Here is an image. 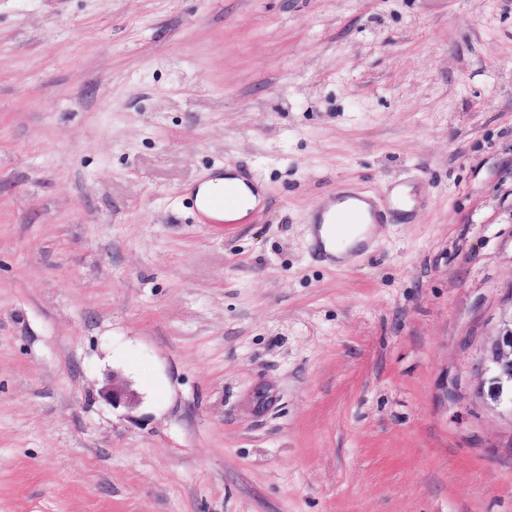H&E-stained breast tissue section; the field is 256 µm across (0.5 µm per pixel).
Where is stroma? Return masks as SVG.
<instances>
[{
  "instance_id": "35a3bbf8",
  "label": "stroma",
  "mask_w": 512,
  "mask_h": 512,
  "mask_svg": "<svg viewBox=\"0 0 512 512\" xmlns=\"http://www.w3.org/2000/svg\"><path fill=\"white\" fill-rule=\"evenodd\" d=\"M511 308L512 0H0V512H512ZM189 198L192 201L195 213L197 216L198 223L200 224H222L226 217L228 219H240L245 215L239 214L235 216L234 212L225 213V216L221 213L218 214V219L215 214L218 212H226L238 209L241 203V193L237 185L233 184L228 187L225 184V188L215 196L201 195L198 192L197 187L188 192ZM339 207L336 210L337 206ZM413 201L400 191H391L383 212L374 198L353 188H343L329 203L317 204L310 212L309 237L313 252L332 265H347L352 257L369 252L375 245L377 232L388 215L407 220ZM323 237L343 249L345 257L325 249ZM475 394L512 418V308L497 334L484 346ZM103 395L115 408L122 406L129 411H133L140 404L138 393L118 377H112V384L105 388Z\"/></svg>"
}]
</instances>
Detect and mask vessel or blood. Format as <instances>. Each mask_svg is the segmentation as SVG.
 Here are the masks:
<instances>
[{
    "instance_id": "vessel-or-blood-1",
    "label": "vessel or blood",
    "mask_w": 512,
    "mask_h": 512,
    "mask_svg": "<svg viewBox=\"0 0 512 512\" xmlns=\"http://www.w3.org/2000/svg\"><path fill=\"white\" fill-rule=\"evenodd\" d=\"M197 220L212 224L220 212L238 209L241 193L238 186L224 188L214 196L191 190ZM413 202L402 192L390 193L384 204H377L374 198L364 192L343 188L337 191L331 202L315 205L310 212L309 237L313 252L330 264H339L340 259L328 252L325 241L343 247L347 257L369 252L374 246L377 232L386 216L407 220L412 213Z\"/></svg>"
}]
</instances>
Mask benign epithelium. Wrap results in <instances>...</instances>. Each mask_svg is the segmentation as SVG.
Listing matches in <instances>:
<instances>
[{
  "instance_id": "obj_1",
  "label": "benign epithelium",
  "mask_w": 512,
  "mask_h": 512,
  "mask_svg": "<svg viewBox=\"0 0 512 512\" xmlns=\"http://www.w3.org/2000/svg\"><path fill=\"white\" fill-rule=\"evenodd\" d=\"M479 370L475 394L512 416V313L504 316L497 334L484 346ZM104 397L112 407L129 411L140 404L138 393L115 376Z\"/></svg>"
}]
</instances>
